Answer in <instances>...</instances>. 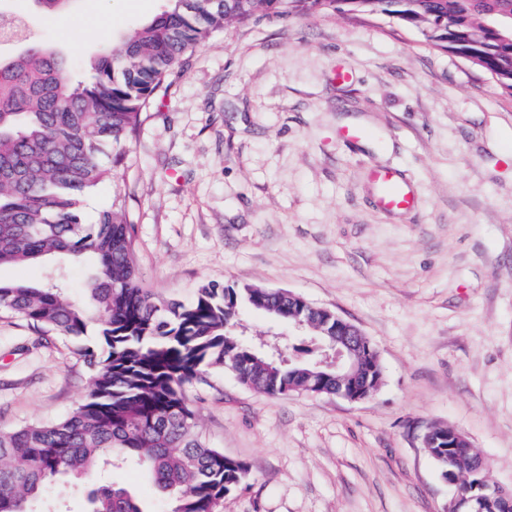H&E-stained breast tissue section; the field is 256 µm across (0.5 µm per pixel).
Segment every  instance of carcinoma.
<instances>
[{
  "mask_svg": "<svg viewBox=\"0 0 512 512\" xmlns=\"http://www.w3.org/2000/svg\"><path fill=\"white\" fill-rule=\"evenodd\" d=\"M353 11L383 14L425 42L469 61L512 95V0H166L164 9L105 44L77 79L66 54L27 37L0 52V266L86 260V304L67 297L64 273L43 284L0 280V310L73 345L93 372L86 402L54 422L0 429V512H38L45 488L63 477L96 476L134 459L172 496L170 512H216L243 482L244 463L210 448L196 432L185 387L212 368L232 371L268 395H332L336 380L306 366L271 365L238 331L249 306L293 322L295 298L281 291L208 282L188 304L164 303L140 288L130 226L112 202L82 223V194L104 180L102 147L127 143L141 111L184 57L213 32L262 13L269 18ZM100 330L83 342L88 324ZM457 495L448 512H508L512 492L488 499L473 448H430ZM87 512H145L129 488L108 478L88 493Z\"/></svg>",
  "mask_w": 512,
  "mask_h": 512,
  "instance_id": "cac0c4a2",
  "label": "carcinoma"
}]
</instances>
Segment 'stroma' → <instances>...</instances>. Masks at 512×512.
Returning <instances> with one entry per match:
<instances>
[{"label":"stroma","instance_id":"1","mask_svg":"<svg viewBox=\"0 0 512 512\" xmlns=\"http://www.w3.org/2000/svg\"><path fill=\"white\" fill-rule=\"evenodd\" d=\"M164 5L71 0L46 20L32 0H0L79 69ZM339 65L349 84L333 81ZM346 126L371 136L343 141ZM99 159L112 174L83 221L120 202L159 299L190 302L211 281L286 290L380 354L383 384L361 402L270 397L222 369L188 385L202 439L248 468L217 512H445L454 489L421 441L433 424L512 489V95L489 74L383 14L259 15L188 54ZM372 166L413 187L412 211L377 206ZM239 319L255 344L295 342L272 315ZM90 384L68 342L0 312V428L66 417ZM114 478L168 512L139 467Z\"/></svg>","mask_w":512,"mask_h":512}]
</instances>
